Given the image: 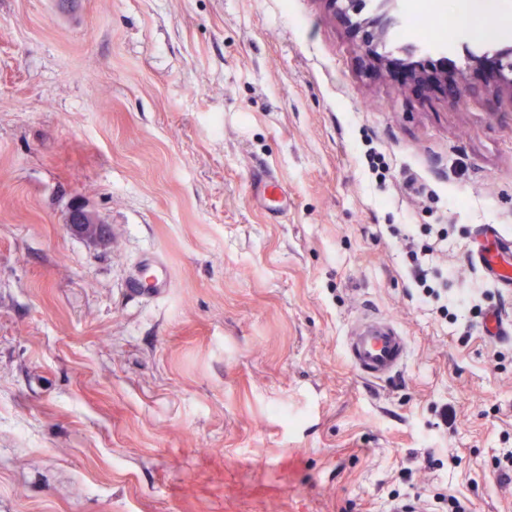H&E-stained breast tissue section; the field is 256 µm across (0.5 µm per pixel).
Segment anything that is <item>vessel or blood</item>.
I'll use <instances>...</instances> for the list:
<instances>
[{
    "mask_svg": "<svg viewBox=\"0 0 512 512\" xmlns=\"http://www.w3.org/2000/svg\"><path fill=\"white\" fill-rule=\"evenodd\" d=\"M169 285L168 267L156 254L139 262L128 280L130 293L142 297L161 295ZM344 348L349 364L358 375L386 381L403 368L409 341L393 320L368 311L348 323Z\"/></svg>",
    "mask_w": 512,
    "mask_h": 512,
    "instance_id": "1",
    "label": "vessel or blood"
}]
</instances>
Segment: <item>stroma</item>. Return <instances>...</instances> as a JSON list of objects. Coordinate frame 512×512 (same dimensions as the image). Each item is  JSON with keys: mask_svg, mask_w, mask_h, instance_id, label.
<instances>
[{"mask_svg": "<svg viewBox=\"0 0 512 512\" xmlns=\"http://www.w3.org/2000/svg\"><path fill=\"white\" fill-rule=\"evenodd\" d=\"M419 3L374 66L325 0H0V512H512V288L470 259L512 238V93L418 52ZM366 310L409 339L386 382ZM147 270H150L149 274L144 275ZM169 285L168 266L157 253L139 262L128 280L130 293L142 297L159 296ZM344 348L349 364L358 375L387 381L403 368L409 341L393 320L368 311L348 323Z\"/></svg>", "mask_w": 512, "mask_h": 512, "instance_id": "stroma-1", "label": "stroma"}]
</instances>
